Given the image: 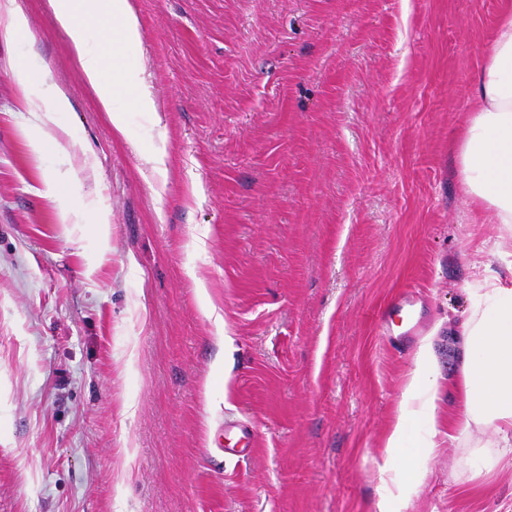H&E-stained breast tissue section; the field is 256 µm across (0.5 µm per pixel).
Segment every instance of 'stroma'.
Returning a JSON list of instances; mask_svg holds the SVG:
<instances>
[{"label": "stroma", "instance_id": "35a3bbf8", "mask_svg": "<svg viewBox=\"0 0 512 512\" xmlns=\"http://www.w3.org/2000/svg\"><path fill=\"white\" fill-rule=\"evenodd\" d=\"M18 2L26 30L0 37V512H377L419 346L444 430L461 363L443 324L477 270L512 276L456 156L503 0H132L140 49L96 46L156 105L114 81L125 138L46 0ZM18 68L44 102L67 90L54 125ZM79 204L108 211V250ZM478 464L440 438L407 512H512L511 466L459 490ZM15 77L23 92L24 106L30 115L43 125L48 122L54 124V113L43 112V100L30 88L27 72L21 68L15 69Z\"/></svg>", "mask_w": 512, "mask_h": 512}]
</instances>
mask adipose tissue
Returning <instances> with one entry per match:
<instances>
[{"label":"adipose tissue","mask_w":512,"mask_h":512,"mask_svg":"<svg viewBox=\"0 0 512 512\" xmlns=\"http://www.w3.org/2000/svg\"><path fill=\"white\" fill-rule=\"evenodd\" d=\"M57 26L67 31L71 52L106 113L113 129L127 134L123 110L112 105V84L105 59L93 46L116 39L123 49L141 44L132 0H48ZM471 118L458 147L461 182L478 210L492 211L495 221L512 232V5L504 4L484 61L474 76L469 102ZM480 303L468 306L464 320L451 334L462 355L461 375L454 384L457 409L448 417V440L474 437L493 427L495 441L479 445L487 470L512 463V279L486 275L473 290ZM439 371L430 343H422L409 381L398 400L384 448L385 494L379 512H393L407 498V476L420 459L433 454L437 430L431 429L438 393ZM428 432L413 453L400 448L415 424Z\"/></svg>","instance_id":"ef3b65f1"}]
</instances>
